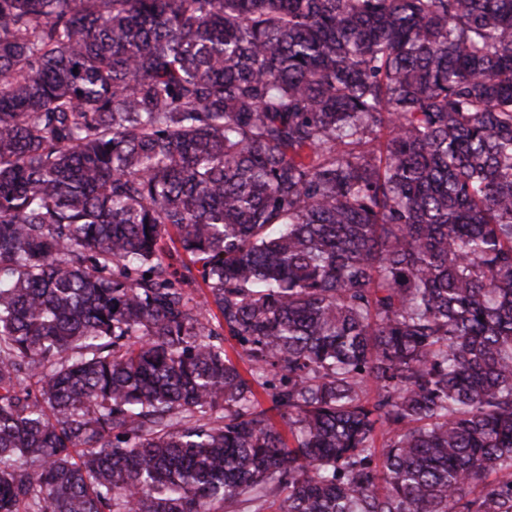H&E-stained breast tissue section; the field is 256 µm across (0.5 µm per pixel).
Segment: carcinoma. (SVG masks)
Returning a JSON list of instances; mask_svg holds the SVG:
<instances>
[{"mask_svg":"<svg viewBox=\"0 0 512 512\" xmlns=\"http://www.w3.org/2000/svg\"><path fill=\"white\" fill-rule=\"evenodd\" d=\"M267 504L512 512V0H0V512Z\"/></svg>","mask_w":512,"mask_h":512,"instance_id":"cac0c4a2","label":"carcinoma"}]
</instances>
